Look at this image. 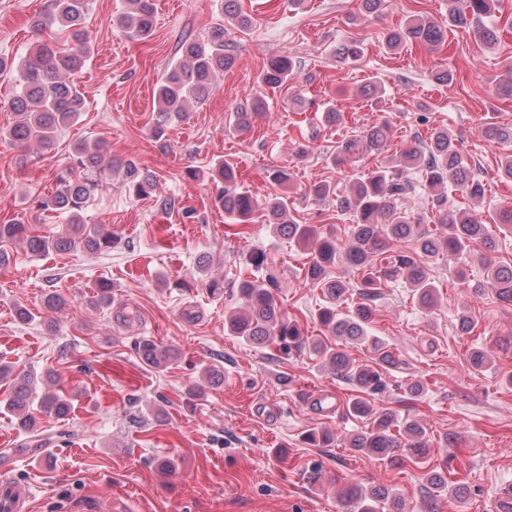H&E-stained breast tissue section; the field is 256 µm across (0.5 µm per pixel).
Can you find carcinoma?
<instances>
[{"mask_svg":"<svg viewBox=\"0 0 512 512\" xmlns=\"http://www.w3.org/2000/svg\"><path fill=\"white\" fill-rule=\"evenodd\" d=\"M232 4L233 0H224V13L230 26L243 33L250 28L251 20L232 8ZM493 7L494 0H448L449 21L438 22L418 15L404 28L391 31L386 42L392 48L407 41L441 46L448 38V22L464 26L489 14ZM89 8L90 0H54L52 11L38 21L37 27L67 34L62 47L54 49L39 42L18 63L0 58V74L16 73L17 91L11 100L14 122L5 132V137L14 144L20 147L36 144L48 149L57 134L83 112L85 96L73 82V76L84 68L90 55L92 39L86 26ZM117 23L130 39L150 37L155 26L153 0H129V11L122 13ZM181 50L180 60L168 67L157 87V136L171 116L205 99L213 88L216 73L231 68L236 61L224 42L222 27L215 28L204 41L183 43ZM294 69L291 59L272 57L261 83L272 90L280 89L291 81ZM267 109L266 97L260 96L246 110L236 113V124L246 131L253 117ZM390 134L386 123L367 127L344 138L331 162L353 166L365 155H380ZM484 134L496 143H512V126L489 124ZM105 149V142L100 139L77 143L73 165L57 173L55 190L50 195L38 199L41 209L67 216L68 224L61 233L38 236L31 234L26 224H0V244L22 243L32 254L79 249L93 253L112 248L111 233L83 220L91 194L112 177L114 165L105 159ZM120 168L132 196L148 197L156 191L157 179L150 171H142L130 161ZM211 180L217 190L216 202L234 220L244 223L253 213L261 211L274 232L288 235L299 246L313 248L307 278L320 286L324 297L317 320L336 337V343L309 338L297 321L282 317L272 292L277 287V277L268 271L262 252H251L243 259L254 271H267V285L250 280L239 282L242 307L225 317L224 331L254 348L275 344L288 354L309 351L322 358L337 377L354 386L357 395L347 401L345 414L353 418L369 417L371 426L344 440L350 451L391 467L400 465L407 456L428 455L427 432L417 419L402 418L390 409L378 410L372 403V396L386 388L384 373L398 364L384 340L373 334L380 289L387 283L401 282L421 308L430 309L438 294L429 274L430 261L443 253L464 259L476 256L487 270L486 282L470 283L461 267L455 272L456 278L477 296L484 294L489 285L499 301L512 306V267L493 260L496 241L475 211V206L484 199L485 184L465 161L453 134L446 128L431 129L427 138L418 137L413 147L394 152L384 166L370 175L351 179L348 196L336 195V186L327 182L311 188L315 198L333 196L336 208L356 213V224L342 247L334 235L322 234L310 224L295 223L285 197L259 198L241 190L232 163L219 161L211 171ZM450 189L460 192L473 207L452 206L448 197ZM413 195L426 198L429 213L437 219L434 227L419 223L415 210L408 205ZM341 260L358 272L357 281L350 283L328 276L326 267ZM111 301V284L102 281L89 304L101 308L111 305ZM348 344L371 349L376 354L373 364L350 358L346 351ZM139 352L142 361L157 370L168 368L178 359L175 349L161 347L151 340L139 343ZM9 377L13 378V390L6 407L15 415L18 429L31 437L26 451L39 454L45 445L40 417L51 415L62 419L70 413V402L57 390L41 385L36 376L15 375L12 366L1 364L0 380ZM468 495L466 485L450 482L436 471L427 478L424 512H437V502L442 498L462 504ZM338 502L342 512H405L400 495L386 486L366 489L351 484L339 491Z\"/></svg>","mask_w":512,"mask_h":512,"instance_id":"1","label":"carcinoma"}]
</instances>
